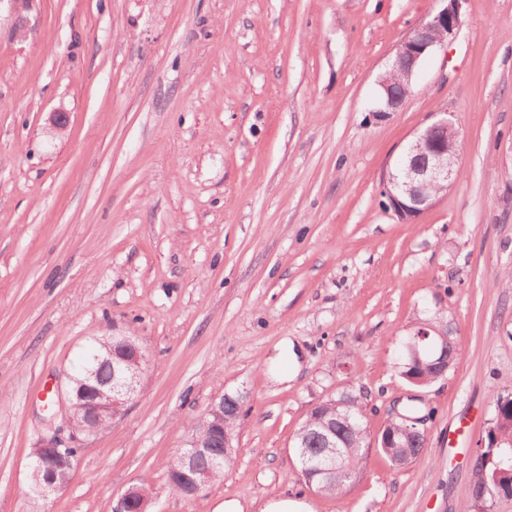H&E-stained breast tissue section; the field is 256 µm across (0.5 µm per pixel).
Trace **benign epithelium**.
<instances>
[{
  "instance_id": "1",
  "label": "benign epithelium",
  "mask_w": 512,
  "mask_h": 512,
  "mask_svg": "<svg viewBox=\"0 0 512 512\" xmlns=\"http://www.w3.org/2000/svg\"><path fill=\"white\" fill-rule=\"evenodd\" d=\"M444 6L429 18L419 22L413 31L396 48L388 72L397 76L391 81L382 77L380 81L382 107L375 116L384 117L397 111L404 102L400 92H408L418 75L421 63L432 56L462 26L460 4L462 0H441ZM459 140V129L448 113L441 112L433 122L414 133L405 145L400 160L394 169L384 175L383 188L388 207L403 220H409L432 203L434 188L446 189L458 178L459 154L455 146ZM98 352L94 356L97 364L112 367V381L104 387H96L98 369L87 368L83 377L68 376V384L61 391L62 405L66 406L67 418L73 435H91L112 426L122 417L140 393L143 375L148 360L138 337L130 331L114 332L94 338ZM448 331L435 333L426 330L418 334L415 342L408 346L413 358L425 349L432 357L430 365L440 368L448 362ZM214 417L210 431L224 445V455L215 457L213 464L229 459L233 455L236 435L224 429V399L214 402L207 411ZM208 447L205 440L192 436L188 446L181 449L179 464L193 466ZM30 482L33 490L41 493L63 488L49 463L62 460L68 468L74 467L76 454L72 447L55 441L44 443L32 451ZM151 499L142 497L138 486L129 487L113 502L112 512H149Z\"/></svg>"
}]
</instances>
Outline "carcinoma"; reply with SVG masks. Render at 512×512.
Here are the masks:
<instances>
[{
  "mask_svg": "<svg viewBox=\"0 0 512 512\" xmlns=\"http://www.w3.org/2000/svg\"><path fill=\"white\" fill-rule=\"evenodd\" d=\"M491 426L487 446L482 449L485 459L486 489L484 497L472 500L470 512H491L500 501L512 500V393L492 397ZM242 400L237 395H224V424L236 429ZM415 409L407 419H396L386 428L397 447L377 442L375 451L383 455L396 470L415 464L426 447L423 433L407 431L408 419L418 415ZM294 444L306 450V468L300 469L304 483L325 495L339 497L356 483L370 450L371 436L364 408L359 398L341 392L314 407L295 435Z\"/></svg>",
  "mask_w": 512,
  "mask_h": 512,
  "instance_id": "carcinoma-1",
  "label": "carcinoma"
}]
</instances>
